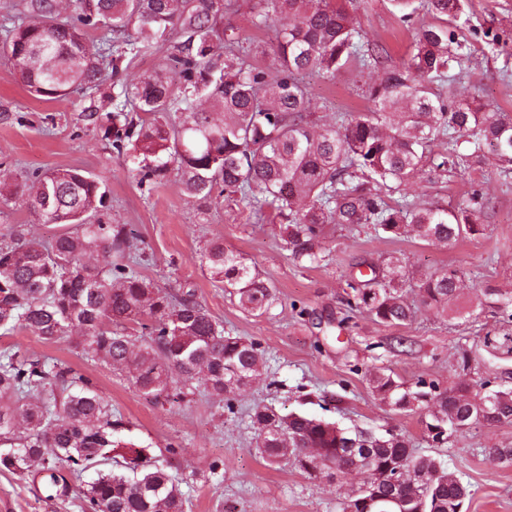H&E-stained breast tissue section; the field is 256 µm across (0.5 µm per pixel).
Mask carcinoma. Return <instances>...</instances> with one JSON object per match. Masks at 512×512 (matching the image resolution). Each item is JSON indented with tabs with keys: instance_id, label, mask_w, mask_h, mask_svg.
<instances>
[{
	"instance_id": "obj_1",
	"label": "carcinoma",
	"mask_w": 512,
	"mask_h": 512,
	"mask_svg": "<svg viewBox=\"0 0 512 512\" xmlns=\"http://www.w3.org/2000/svg\"><path fill=\"white\" fill-rule=\"evenodd\" d=\"M16 7L0 55L31 95L66 102L80 90L103 98L112 112L98 130L113 152L137 164L138 184H161L174 172L190 198L237 197L253 215L267 210L284 222L295 262L324 260L329 224H371L389 239L411 234L445 247L483 235L487 202L477 191L451 209L406 193L434 143L453 144L439 168L469 169L490 145L501 172L512 173V116L457 91L447 101L429 87L471 61L474 49L454 26L463 0H419L434 22L401 65L367 86L372 106L340 116L331 128L316 123L299 75L334 77L352 66L372 72L382 65L340 0H251L252 26H276L273 75L252 48L224 32L230 0H19ZM90 31L99 33L96 40ZM117 43L134 57L164 46L167 61L136 83L109 84L106 69L118 73ZM200 101L222 118L199 110ZM27 191L38 217L60 231L42 241L17 224L0 230V330H27L47 344L76 333L83 356L126 369L133 386L161 404L203 392L231 413L240 391L268 378L260 342L224 334L193 291H163L135 269L127 225L101 219L104 177L56 168ZM203 258L211 279L244 311H268L274 286L224 243H208ZM366 266L369 273L347 279L344 321L359 312L385 326L410 324L414 310L403 291L409 272L401 259ZM418 281L423 305L441 313L455 306V268L422 273ZM476 299L493 318L512 322V293L484 288ZM128 323L147 333L129 334ZM366 381L380 404L425 412L424 431L437 446L473 425H512V386L495 369L473 385L448 388L423 378L408 385L385 368L369 371ZM249 418L268 464L291 459L310 476L362 475L336 512H463L470 496L454 472L415 452L403 433L281 415L269 405L254 407ZM120 426L84 374L0 353L1 472L27 476L64 503L71 480L92 471L82 512H187L184 478L149 463L144 450H132L125 471L112 468Z\"/></svg>"
}]
</instances>
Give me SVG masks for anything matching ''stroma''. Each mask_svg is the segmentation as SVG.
I'll list each match as a JSON object with an SVG mask.
<instances>
[{"mask_svg":"<svg viewBox=\"0 0 512 512\" xmlns=\"http://www.w3.org/2000/svg\"><path fill=\"white\" fill-rule=\"evenodd\" d=\"M466 2L456 24L477 33L471 38L474 61L462 85L512 113V0ZM346 8L391 66L401 65L416 33L430 21L419 13L402 22L392 0H347ZM302 79L318 106V123L331 125L339 114L370 106L363 89L372 74L327 79L309 71ZM89 104L79 91L65 104L31 96L0 59V159L12 163L16 183L14 193L0 198V226L21 224L28 236L50 239L58 227L42 223L31 210L26 178L57 167L107 174L106 219L131 230L140 272L157 288L193 290L226 332L259 341L275 384L246 388L229 414L201 394L188 403L157 404L133 387L124 370L86 360L74 338L45 344L18 331L0 335V351L17 348L89 377L121 420L120 437L148 449L157 463L171 462L183 475L190 512H336L337 500L359 484V477L348 473L308 476L289 460L268 465L256 452L248 421L259 404L283 414L322 416L344 427L408 434L416 452L433 454L468 485L464 512H512V466L498 465L489 453L491 447L512 444V426L475 425L450 437L447 447L435 448L423 433L420 414L380 405L365 380L368 370L386 367L410 383L423 377L450 387L465 379L457 364L465 350L476 372L489 366L512 370V354L493 351L512 338V324L481 311L475 299L479 288L512 291V176L501 173L494 155L475 170L447 173L437 165L448 147L434 145L425 174L407 186L408 193L441 207L456 205L468 192L482 193L488 206L480 239L448 248L412 236L384 239L369 224H331L325 260L299 265L284 247L279 223L249 217L234 200L187 197L174 177L151 189L139 186L130 163L84 119ZM213 240L276 287L278 301L267 314L248 315L235 296L212 282L201 254ZM392 254L417 273L455 267L461 277L458 313L444 316L417 306V291L411 288L407 299L416 310L410 325L387 327L362 314L339 326L346 309V273ZM399 336L408 339V347L396 345ZM175 441L184 451L171 461L165 448ZM84 485L75 481L69 503L62 505L27 478L0 472V512H81Z\"/></svg>","mask_w":512,"mask_h":512,"instance_id":"1","label":"stroma"}]
</instances>
